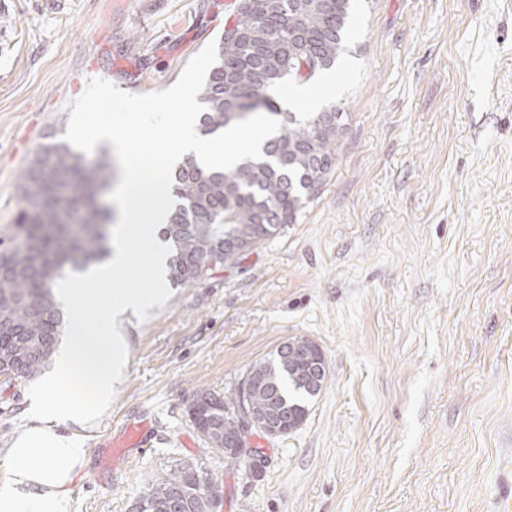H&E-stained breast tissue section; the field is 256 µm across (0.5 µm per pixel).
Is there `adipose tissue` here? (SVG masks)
Here are the masks:
<instances>
[{"label": "adipose tissue", "mask_w": 512, "mask_h": 512, "mask_svg": "<svg viewBox=\"0 0 512 512\" xmlns=\"http://www.w3.org/2000/svg\"><path fill=\"white\" fill-rule=\"evenodd\" d=\"M126 109L145 114L163 132L170 161L191 153L205 166L221 169L257 148L254 138L232 147L237 137L232 127L198 136L196 114L181 96L172 98L166 110L137 101ZM72 139L80 146L93 143L114 149L120 163L112 215L117 229L104 262L71 270L57 284L68 311L69 340L31 400L41 427L20 435L10 450L11 478L0 487V512H71L62 487L81 463L84 448L79 439L59 434L54 426L90 421L110 403L127 365L124 339L116 326L127 313L155 305L166 291L167 245L161 231L172 206L167 171L146 177L143 152L127 149L115 121L103 119L91 128L79 124ZM134 264L140 265L141 278L131 282L125 274ZM66 385H85L89 392L64 399L60 392ZM36 485L43 486V493H33Z\"/></svg>", "instance_id": "obj_1"}]
</instances>
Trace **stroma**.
Returning <instances> with one entry per match:
<instances>
[{
	"mask_svg": "<svg viewBox=\"0 0 512 512\" xmlns=\"http://www.w3.org/2000/svg\"><path fill=\"white\" fill-rule=\"evenodd\" d=\"M224 2L0 0V231L43 145L129 99L194 95ZM351 47L305 84L349 114L317 198L237 265L126 315L110 406L58 425L86 448L72 512H130L183 463L217 479L215 512H512V0H363ZM123 134L164 164L141 115ZM293 336L320 346L326 383L294 433L251 430L256 477L188 407ZM39 385H0V483ZM141 420L146 447L106 464Z\"/></svg>",
	"mask_w": 512,
	"mask_h": 512,
	"instance_id": "1",
	"label": "stroma"
}]
</instances>
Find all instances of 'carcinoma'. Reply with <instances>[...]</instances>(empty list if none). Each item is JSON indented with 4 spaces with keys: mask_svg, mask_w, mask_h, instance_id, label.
I'll use <instances>...</instances> for the list:
<instances>
[{
    "mask_svg": "<svg viewBox=\"0 0 512 512\" xmlns=\"http://www.w3.org/2000/svg\"><path fill=\"white\" fill-rule=\"evenodd\" d=\"M356 0H240L232 29L213 50V65L197 91L204 136L230 126V113L265 108L280 117L278 133L238 166L212 170L193 155L177 166L175 207L162 231L169 241L168 281H198L202 267L236 264L276 237L318 195L332 174L348 126L339 106L319 112L283 111L275 94L290 80H313L351 51L348 29ZM112 165L89 163L63 143L42 147L23 171L17 223L0 237V374L38 376L55 353L62 317L52 296L66 264L90 263L107 252L110 237L101 196ZM296 348L255 362L252 404L258 430L277 416L291 434L308 415L307 400L326 378L310 380L308 363L326 364L313 340L294 336ZM238 389H201L188 409L195 429L224 451L237 439L232 410ZM212 484L192 463L156 480L140 497L150 512H209Z\"/></svg>",
    "mask_w": 512,
    "mask_h": 512,
    "instance_id": "cac0c4a2",
    "label": "carcinoma"
}]
</instances>
